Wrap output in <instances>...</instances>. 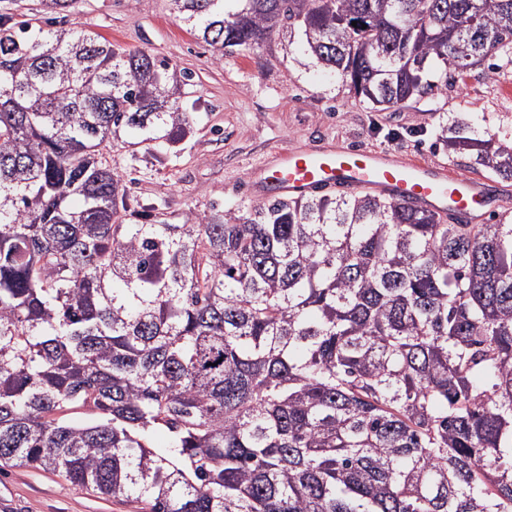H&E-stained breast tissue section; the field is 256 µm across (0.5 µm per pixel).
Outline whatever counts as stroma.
Wrapping results in <instances>:
<instances>
[{
	"mask_svg": "<svg viewBox=\"0 0 512 512\" xmlns=\"http://www.w3.org/2000/svg\"><path fill=\"white\" fill-rule=\"evenodd\" d=\"M0 18L46 29L81 27L113 45L144 50L170 69L192 74L184 104L195 114L188 137L164 152L114 148L107 156L129 182L134 205H155L158 221L185 223L211 208L250 204L248 184L279 146L337 140L486 177L468 155L448 152L443 125L457 119L512 145V53L488 58L447 89L405 106L372 108L340 76L312 67L300 37L277 30L265 46L216 59L210 46L175 17L172 0H74L67 15L43 0H0ZM0 512H141L121 498L74 490L64 477L32 467L0 466Z\"/></svg>",
	"mask_w": 512,
	"mask_h": 512,
	"instance_id": "1",
	"label": "stroma"
}]
</instances>
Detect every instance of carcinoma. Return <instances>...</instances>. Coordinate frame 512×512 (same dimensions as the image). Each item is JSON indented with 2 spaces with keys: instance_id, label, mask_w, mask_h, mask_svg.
<instances>
[{
  "instance_id": "cac0c4a2",
  "label": "carcinoma",
  "mask_w": 512,
  "mask_h": 512,
  "mask_svg": "<svg viewBox=\"0 0 512 512\" xmlns=\"http://www.w3.org/2000/svg\"><path fill=\"white\" fill-rule=\"evenodd\" d=\"M237 2L173 0L220 59L299 30L375 109L512 50V0ZM167 70L0 22V464L149 512H512V214L364 193L143 221L103 150L186 137ZM445 144L512 179L493 136Z\"/></svg>"
}]
</instances>
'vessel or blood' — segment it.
Returning <instances> with one entry per match:
<instances>
[{
    "instance_id": "vessel-or-blood-1",
    "label": "vessel or blood",
    "mask_w": 512,
    "mask_h": 512,
    "mask_svg": "<svg viewBox=\"0 0 512 512\" xmlns=\"http://www.w3.org/2000/svg\"><path fill=\"white\" fill-rule=\"evenodd\" d=\"M328 190H371L476 223L491 210V183L389 152L352 146H291L272 151L250 194L280 198Z\"/></svg>"
}]
</instances>
